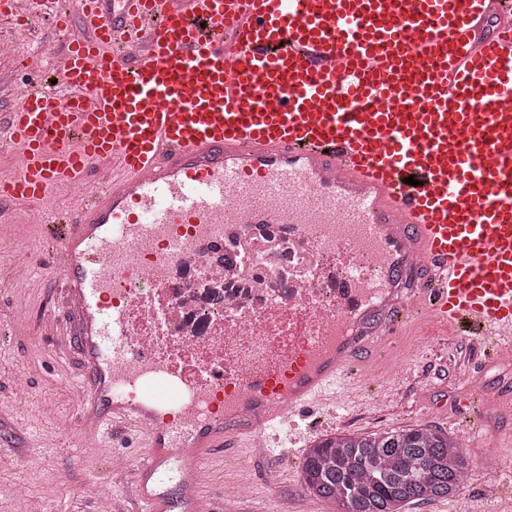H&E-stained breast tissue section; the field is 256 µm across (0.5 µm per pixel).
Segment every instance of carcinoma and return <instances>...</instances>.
I'll return each instance as SVG.
<instances>
[{
  "mask_svg": "<svg viewBox=\"0 0 512 512\" xmlns=\"http://www.w3.org/2000/svg\"><path fill=\"white\" fill-rule=\"evenodd\" d=\"M459 441L416 427L383 434H337L314 443L302 486L338 512H405L418 502L455 498L469 473Z\"/></svg>",
  "mask_w": 512,
  "mask_h": 512,
  "instance_id": "cac0c4a2",
  "label": "carcinoma"
}]
</instances>
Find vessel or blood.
Segmentation results:
<instances>
[{"instance_id":"b4317fda","label":"vessel or blood","mask_w":512,"mask_h":512,"mask_svg":"<svg viewBox=\"0 0 512 512\" xmlns=\"http://www.w3.org/2000/svg\"><path fill=\"white\" fill-rule=\"evenodd\" d=\"M11 2L1 19L52 23L64 44L55 83L0 113V211L44 217L65 318L36 326L70 364L72 442L140 440L126 512H225L186 491L205 456L261 441L272 457L288 414L367 382L414 318L512 337L501 0H75L77 31L63 0ZM59 185L88 193L46 209ZM268 231L288 240V281L224 334L284 317L287 353L202 369L143 340L155 289L237 272Z\"/></svg>"}]
</instances>
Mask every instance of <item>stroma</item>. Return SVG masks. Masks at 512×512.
Segmentation results:
<instances>
[{"instance_id": "1", "label": "stroma", "mask_w": 512, "mask_h": 512, "mask_svg": "<svg viewBox=\"0 0 512 512\" xmlns=\"http://www.w3.org/2000/svg\"><path fill=\"white\" fill-rule=\"evenodd\" d=\"M18 45V55L0 59L6 81L0 86V112L16 102L20 83H35L53 65L52 47L63 36L51 26L18 33L0 22V38ZM38 223L23 211H13L0 223V271L19 258L42 266L48 255L38 253ZM0 307L13 311L14 342L0 348V446L12 456L0 458V512H16L18 486H27L37 512H85L82 486L90 477L79 460L106 465L116 454L136 460V445L117 446L89 440L72 453L60 452L67 431L74 426L75 396L62 388L69 371L66 362L45 356L46 342L34 328L37 312L55 309L53 290L41 276L0 287ZM485 381L480 417L470 425L458 421L459 402L466 398L468 376ZM378 391L368 395L354 388L338 395L336 410L321 407L322 435L385 433L394 429L429 427L465 443L470 475L465 495L482 500L487 512H512V413L500 399L512 395V343L501 341L494 356H486L484 339L459 342L439 333L427 319L412 320L399 338L394 365L373 375ZM308 422L300 416L288 421L287 463L263 459L249 448H234L224 456L208 457L199 482L203 492L223 491L231 483L249 485L248 498L237 512H335L333 503L309 497L301 483L303 442Z\"/></svg>"}]
</instances>
